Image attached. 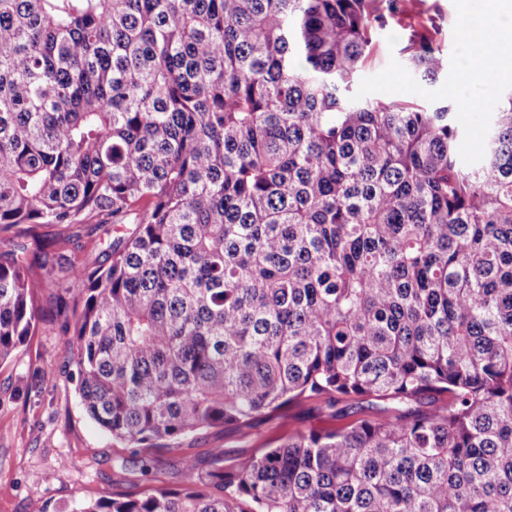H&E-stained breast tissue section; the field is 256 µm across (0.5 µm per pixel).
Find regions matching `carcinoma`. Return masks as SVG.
<instances>
[{"mask_svg":"<svg viewBox=\"0 0 512 512\" xmlns=\"http://www.w3.org/2000/svg\"><path fill=\"white\" fill-rule=\"evenodd\" d=\"M403 2L0 0V363L54 288L127 448L374 410L71 512H512V95L465 165L448 107L352 99Z\"/></svg>","mask_w":512,"mask_h":512,"instance_id":"obj_1","label":"carcinoma"}]
</instances>
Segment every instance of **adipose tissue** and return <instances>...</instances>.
<instances>
[{"label":"adipose tissue","mask_w":512,"mask_h":512,"mask_svg":"<svg viewBox=\"0 0 512 512\" xmlns=\"http://www.w3.org/2000/svg\"><path fill=\"white\" fill-rule=\"evenodd\" d=\"M496 12L494 26H487L482 19L476 18L468 22L463 31V55L474 76L469 83L458 86L455 93L468 105L478 108L495 101L481 81V73L487 72L497 78L512 73V5L498 0Z\"/></svg>","instance_id":"adipose-tissue-1"}]
</instances>
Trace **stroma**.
Masks as SVG:
<instances>
[{"instance_id": "1", "label": "stroma", "mask_w": 512, "mask_h": 512, "mask_svg": "<svg viewBox=\"0 0 512 512\" xmlns=\"http://www.w3.org/2000/svg\"><path fill=\"white\" fill-rule=\"evenodd\" d=\"M444 26L439 39L445 69L436 81L408 71L400 53L411 31L423 29L434 12ZM463 20L460 0H413L409 12L399 15L376 36L375 53L360 71L357 91L369 98L403 100L418 97L425 106L449 107L454 124L463 133L459 152L468 156L473 137L483 134L486 117L466 106L455 94L467 74L460 66ZM66 338L48 324H40L13 357L0 365V512H67L76 493L94 499L115 494L139 495L157 485L176 486L184 456L206 462L210 451L223 448L245 455L269 438L309 427L325 426L324 413L314 406L281 417L258 420L252 429L200 430L182 438L177 451L157 448L131 451L104 432L85 413L77 390L74 354ZM127 460L126 472L112 466ZM160 458L162 474L144 476L141 463Z\"/></svg>"}]
</instances>
